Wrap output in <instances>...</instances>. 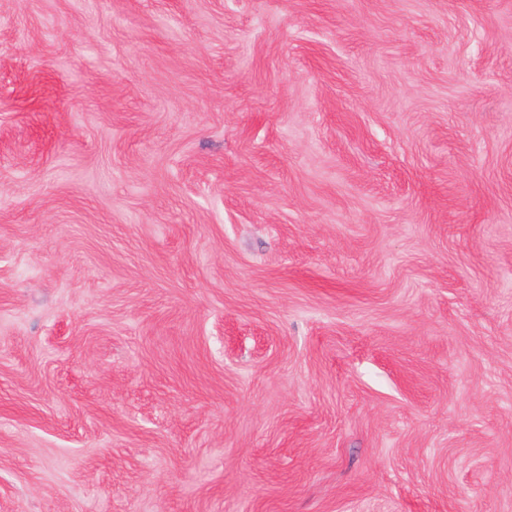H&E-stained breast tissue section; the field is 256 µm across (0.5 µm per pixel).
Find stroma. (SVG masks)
Returning <instances> with one entry per match:
<instances>
[{
    "mask_svg": "<svg viewBox=\"0 0 512 512\" xmlns=\"http://www.w3.org/2000/svg\"><path fill=\"white\" fill-rule=\"evenodd\" d=\"M0 512H512V0H0Z\"/></svg>",
    "mask_w": 512,
    "mask_h": 512,
    "instance_id": "35a3bbf8",
    "label": "stroma"
}]
</instances>
